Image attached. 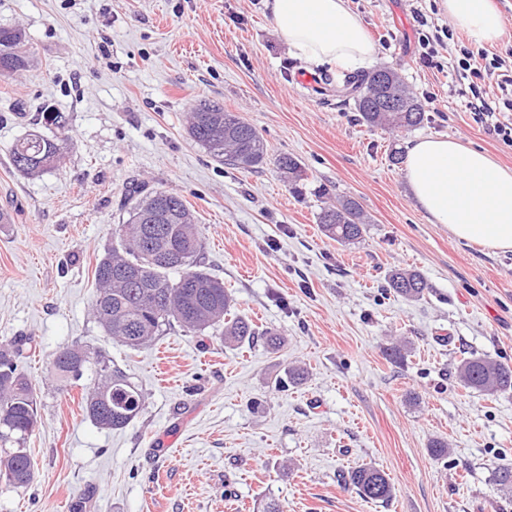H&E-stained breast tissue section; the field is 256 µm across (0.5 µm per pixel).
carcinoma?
I'll list each match as a JSON object with an SVG mask.
<instances>
[{
    "label": "carcinoma",
    "instance_id": "1",
    "mask_svg": "<svg viewBox=\"0 0 512 512\" xmlns=\"http://www.w3.org/2000/svg\"><path fill=\"white\" fill-rule=\"evenodd\" d=\"M34 62L26 31L18 26L0 27V76L27 71ZM388 79L400 94L404 109L385 110L375 85ZM363 88L355 99L361 119L372 127L409 130L423 123V104L399 75L380 68L352 82ZM188 135L210 157L241 169L255 168L268 155L265 140L236 112L218 104L201 103L189 113ZM65 138H49L33 131L12 145L14 167L29 176L54 169L62 158ZM278 168L296 186L307 178L293 157L281 156ZM128 218L115 230L116 241L95 267L96 294L91 311L95 321L112 341L130 348L154 342L176 323L187 331L202 333L224 324V341L240 344L259 335L247 319H227L232 297L224 283L200 269L203 240L195 217L179 195L149 190L133 184L127 190ZM319 224L326 235L345 244L359 239L366 218L358 203L343 198L321 209ZM386 287L408 300L420 299L427 289L416 271L395 270ZM23 344H0V483L19 489L32 482L35 463L27 442L38 424V396L31 379L20 368ZM94 367L98 381L82 397L86 416L99 428L120 429L143 409L139 388L112 359L89 348H63L52 369L63 382L76 381ZM458 377L464 386L495 395L512 390V369L488 357L462 360ZM345 482L366 500L387 502L392 485L382 470L359 464L344 476Z\"/></svg>",
    "mask_w": 512,
    "mask_h": 512
}]
</instances>
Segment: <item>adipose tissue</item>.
<instances>
[{
    "label": "adipose tissue",
    "instance_id": "obj_1",
    "mask_svg": "<svg viewBox=\"0 0 512 512\" xmlns=\"http://www.w3.org/2000/svg\"><path fill=\"white\" fill-rule=\"evenodd\" d=\"M274 28L311 67L344 64L357 71L375 48L346 0H267ZM441 11L476 43L493 44L503 32L494 0H441ZM404 176L430 221L488 251L512 250V171L452 138L407 142Z\"/></svg>",
    "mask_w": 512,
    "mask_h": 512
}]
</instances>
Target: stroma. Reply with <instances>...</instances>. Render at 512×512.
I'll return each mask as SVG.
<instances>
[{
  "instance_id": "1",
  "label": "stroma",
  "mask_w": 512,
  "mask_h": 512,
  "mask_svg": "<svg viewBox=\"0 0 512 512\" xmlns=\"http://www.w3.org/2000/svg\"><path fill=\"white\" fill-rule=\"evenodd\" d=\"M434 2L348 0L375 46L366 71L391 68L426 102L420 126L389 132L360 120L345 70L293 56L264 0H0V26L25 27L35 52L31 69L0 77V342L24 339L41 417L27 443L35 478L0 490V512H512L496 479L512 468V391L457 376L473 354L512 367V252L430 223L391 159L412 138L450 137L512 169V147L456 92V44L441 68L419 62L413 9L447 25ZM306 73L318 85H302ZM202 101L253 125L267 162L243 170L192 142L186 115ZM50 111L68 135L63 159L25 175L9 150L55 135ZM283 155L305 168L299 186ZM133 183L186 201L202 268L280 347L177 325L137 350L104 335L94 270ZM346 197L369 222L341 245L318 215ZM397 269L423 276V297L384 290ZM71 346L101 350L138 386V418L111 431L86 417L83 382L50 371ZM291 369L299 380L280 387ZM361 463L386 473L390 501L340 483Z\"/></svg>"
}]
</instances>
